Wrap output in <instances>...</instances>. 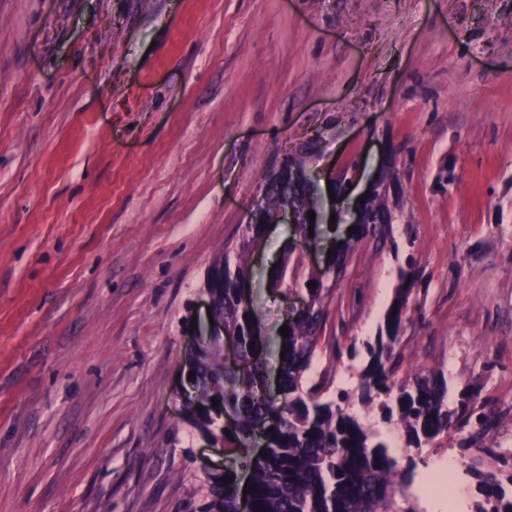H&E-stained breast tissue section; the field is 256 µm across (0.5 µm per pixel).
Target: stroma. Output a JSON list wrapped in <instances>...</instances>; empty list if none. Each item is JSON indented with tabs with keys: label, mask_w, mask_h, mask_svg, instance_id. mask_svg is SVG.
Wrapping results in <instances>:
<instances>
[{
	"label": "stroma",
	"mask_w": 512,
	"mask_h": 512,
	"mask_svg": "<svg viewBox=\"0 0 512 512\" xmlns=\"http://www.w3.org/2000/svg\"><path fill=\"white\" fill-rule=\"evenodd\" d=\"M300 157L345 240L386 174L307 384L423 481L512 464V0H0V512H200L219 449L187 421L203 287ZM348 173L351 187L327 185ZM290 225L250 260L261 341ZM411 273L397 381L433 372L476 419L416 449L355 394Z\"/></svg>",
	"instance_id": "35a3bbf8"
}]
</instances>
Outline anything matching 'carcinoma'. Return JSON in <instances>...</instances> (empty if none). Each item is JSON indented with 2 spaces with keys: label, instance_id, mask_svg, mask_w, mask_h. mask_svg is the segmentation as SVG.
Masks as SVG:
<instances>
[{
  "label": "carcinoma",
  "instance_id": "carcinoma-1",
  "mask_svg": "<svg viewBox=\"0 0 512 512\" xmlns=\"http://www.w3.org/2000/svg\"><path fill=\"white\" fill-rule=\"evenodd\" d=\"M283 207L299 215L318 208L317 193L296 158L282 176L269 182L259 212L261 223L247 225L245 237L260 234L263 224ZM369 210L371 222L356 228L347 250L330 257L325 266L309 268L286 246L272 269L269 287L285 292L303 289L313 306V311L283 321L288 337H278L275 351L282 402L265 396V372L253 361L259 314L246 288L250 267L244 242L224 244L215 258L213 267L224 268V281L212 289L214 313L224 320V330L236 335L243 364L224 366L218 337L189 355L201 403L190 424L232 461L224 474L208 476L210 494L224 496V512H237L238 486L229 477L238 475L241 466L249 469L254 485L250 512H400L396 497L405 496L412 474L398 469L397 459L378 431L347 412L348 392H340L335 401L325 397V382L305 386L335 297L333 290L322 293L320 285L339 281L364 238H387L391 220L385 196L374 193ZM311 282L315 286H309ZM409 294L410 288L399 289L385 316L386 338L367 346L369 360L359 383V401L377 404L381 418L396 421L404 428L408 444L420 448L450 433L454 421L470 419L479 394L462 395L459 408L450 411L448 384L442 377L415 374L401 383L394 379L399 358L395 345ZM213 398L219 405H212ZM268 425L273 430H266ZM259 437L265 453L253 458L252 443ZM485 483L490 488L487 505L476 512H512V501L506 500L512 472L492 474Z\"/></svg>",
  "mask_w": 512,
  "mask_h": 512
}]
</instances>
